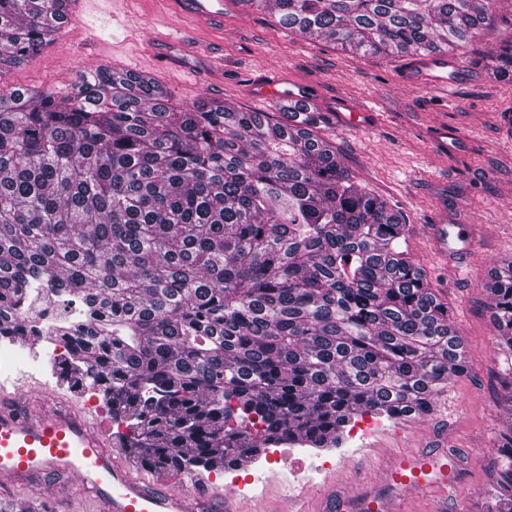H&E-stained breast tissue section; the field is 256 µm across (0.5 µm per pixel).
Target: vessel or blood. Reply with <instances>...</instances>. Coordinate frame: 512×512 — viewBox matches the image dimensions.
<instances>
[{"label": "vessel or blood", "instance_id": "b4317fda", "mask_svg": "<svg viewBox=\"0 0 512 512\" xmlns=\"http://www.w3.org/2000/svg\"><path fill=\"white\" fill-rule=\"evenodd\" d=\"M85 0H70L62 28L48 45L56 50L64 38L80 39V15ZM110 16L127 31L139 29L142 17L135 0H108ZM226 0H173L181 24L174 33L138 59L141 74L161 77L163 83L195 96L192 80L196 48L186 31L193 26L223 22ZM404 84L441 90L448 85V58L426 55L417 58L402 75ZM247 88L259 102L307 101L310 90L291 91L265 75L250 78ZM448 214L440 212L427 227L428 244L435 258L451 262L473 248L477 230L460 226L458 246H450ZM213 457L210 472L178 469H146L124 449L115 447L105 425L54 392L28 397L0 379V493L21 494L24 502L46 494L61 498L71 486L86 491L98 512H242L233 492L212 486L214 474L223 468ZM451 476L447 463L436 455L419 453L390 459L374 480L360 482L343 499L328 495L324 512H402L411 500L422 499L433 487H446Z\"/></svg>", "mask_w": 512, "mask_h": 512}]
</instances>
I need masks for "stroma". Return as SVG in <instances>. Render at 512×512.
I'll return each mask as SVG.
<instances>
[{
  "mask_svg": "<svg viewBox=\"0 0 512 512\" xmlns=\"http://www.w3.org/2000/svg\"><path fill=\"white\" fill-rule=\"evenodd\" d=\"M498 21L477 34L462 54L448 58L450 94L403 85L400 73L409 55L360 56L281 27L268 10L247 4L227 12L223 25L193 28L200 55L221 50L224 68L205 72L204 96L225 108L255 109L243 74H268L285 87L317 88V106L343 112L363 104L375 112L371 128L348 132L334 128L342 165L358 183L386 197L406 217V248L451 312L453 329L466 346L468 371L448 379L447 426L433 417L419 423L364 416L341 448L312 451L282 446L268 449L253 463L254 484L245 486L247 506L261 512L266 498L282 490L301 496L305 512H318L330 486L354 487L378 476L391 457L423 448L446 453L461 475L448 490L447 512H475L474 504L492 479L500 429L512 425V410L500 404L496 376L506 365L491 319L494 299L485 283L512 262V83L492 78L486 63L512 27V0H498ZM148 23L135 34L141 45L157 43L177 18L169 0H142ZM85 34L61 45L54 54H38L0 74V90L38 87L56 92L79 82L83 59L101 49L102 62L131 56L111 49L118 31L105 0H88L82 16ZM447 132L448 147L437 141ZM447 209L452 224L476 225L478 241L460 266H441L428 251L426 227L431 215ZM43 342L22 347L17 358L0 362V372L17 373L21 387L36 394L59 380L51 364L38 360Z\"/></svg>",
  "mask_w": 512,
  "mask_h": 512,
  "instance_id": "35a3bbf8",
  "label": "stroma"
}]
</instances>
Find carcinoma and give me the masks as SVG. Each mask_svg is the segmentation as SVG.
I'll list each match as a JSON object with an SVG mask.
<instances>
[{"label": "carcinoma", "instance_id": "carcinoma-1", "mask_svg": "<svg viewBox=\"0 0 512 512\" xmlns=\"http://www.w3.org/2000/svg\"><path fill=\"white\" fill-rule=\"evenodd\" d=\"M274 2L290 30L362 55L455 52L497 0ZM69 0H0V72L41 52ZM492 75L512 81V31ZM107 66L66 105L0 92V337L40 292L59 378L91 384L141 465L199 471L279 445L339 448L365 414L419 420L467 371L407 223L341 165L310 105L181 109ZM512 351V269L486 284ZM479 512H512V427Z\"/></svg>", "mask_w": 512, "mask_h": 512}]
</instances>
